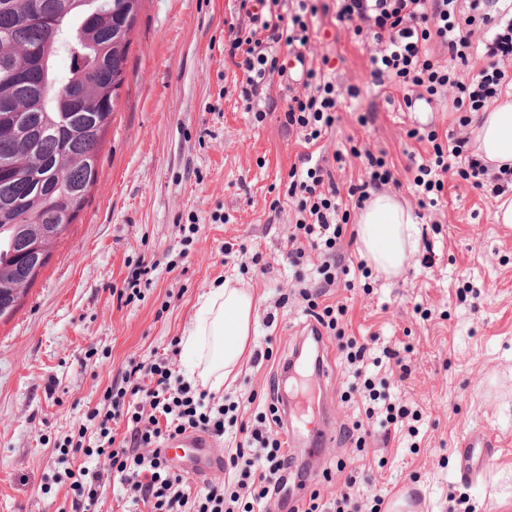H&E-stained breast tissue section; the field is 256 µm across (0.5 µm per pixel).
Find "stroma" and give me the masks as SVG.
Returning a JSON list of instances; mask_svg holds the SVG:
<instances>
[{"mask_svg":"<svg viewBox=\"0 0 512 512\" xmlns=\"http://www.w3.org/2000/svg\"><path fill=\"white\" fill-rule=\"evenodd\" d=\"M235 9L236 0L141 2L98 181L41 277L0 320V512H71L59 480L63 447L87 412L106 407L129 360L183 337L201 295L224 277L260 296L249 347L268 344L274 355L246 363L225 395L267 411L280 365L302 338L306 303L284 259L296 218L282 201L302 150L283 124L294 82L275 77L245 104L224 54V20ZM305 54L327 61L337 88L360 90L339 106L324 143V157L347 156L334 172L339 187L368 177L350 147L383 151L396 165L386 192L416 209L419 246L403 275L363 277L350 229L339 243L350 273L328 287L327 299L347 305V334L374 338L378 351L400 350L407 378L386 363L379 375L392 401L422 418L412 439L371 427L356 460L347 431L364 411L354 377L335 358L332 383L303 416L308 427L322 401L334 407L335 442L321 463H309L296 435H273L287 437L323 499L355 479L358 512H368L375 493L389 505L405 500L409 512H452L463 495L475 512H512V496L501 497L495 483L512 471V234L495 224L492 200L456 174L445 184V207L419 208L413 178L428 147L409 132L446 128V109L393 110L371 88L364 43L330 19H321ZM131 279L141 298L118 302L113 288ZM477 431L496 447L480 479L465 482L464 441Z\"/></svg>","mask_w":512,"mask_h":512,"instance_id":"obj_1","label":"stroma"}]
</instances>
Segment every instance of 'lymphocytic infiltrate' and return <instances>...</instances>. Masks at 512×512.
Wrapping results in <instances>:
<instances>
[{
    "mask_svg": "<svg viewBox=\"0 0 512 512\" xmlns=\"http://www.w3.org/2000/svg\"><path fill=\"white\" fill-rule=\"evenodd\" d=\"M238 15L249 27L227 21L224 49L241 73V93L252 102L275 76L283 75L280 52H301L308 46L318 14H333L336 21L351 26L354 34H367L372 42L369 76L374 87L385 93L395 87L417 88L405 98L407 110L442 102L447 90L455 95L449 109L451 128L439 133L435 127L414 128L410 137L428 142L432 151L416 167L414 186L423 201L437 206L443 196L444 177L456 171L463 179L494 198L512 187V167L490 173L483 159L469 150L472 115L484 111L512 85V0H237ZM448 52V63H440L433 46ZM483 63L471 78H463L462 66L473 54ZM302 93L289 98L284 111L289 129L303 137L304 152L298 166L288 173L286 195L295 204L298 218L288 239L289 264L307 265L313 250L324 254L311 288L302 289L307 312L324 335L338 337L337 349L350 364L368 360L367 343L351 337L341 339L339 320L345 304L325 303L324 295L338 277L336 244L350 220V208H363L371 191L394 180V171L384 156L365 153L367 181L340 190L332 169L313 160V148L336 122L340 97H357L358 88L338 91L331 75L320 66H309L299 79ZM229 409L214 394L183 385L171 357L144 362L130 360L123 384L112 394V407L99 422L94 444H70L75 457L107 463L119 477L118 494L132 505L150 506L151 512H236L241 494L253 504L276 507L278 512H353L350 490H342L325 503L319 491L308 501L290 498L288 478L294 458L287 442L274 438L270 422L240 423L245 444L227 449L228 465L223 484H206L203 491L189 494L187 478L172 468L162 454L164 443L176 436L201 432L214 438L225 434ZM126 421L130 434L116 440L110 423ZM236 492L226 493L227 484Z\"/></svg>",
    "mask_w": 512,
    "mask_h": 512,
    "instance_id": "obj_1",
    "label": "lymphocytic infiltrate"
}]
</instances>
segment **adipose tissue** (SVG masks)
<instances>
[{"label": "adipose tissue", "instance_id": "ef3b65f1", "mask_svg": "<svg viewBox=\"0 0 512 512\" xmlns=\"http://www.w3.org/2000/svg\"><path fill=\"white\" fill-rule=\"evenodd\" d=\"M471 135L475 154L493 164H512V91L476 113ZM417 224L410 206L389 194L374 195L357 219L362 258L379 274L400 276L418 250ZM259 302L252 289L229 278L200 297L183 344L191 357L189 374L209 391L220 392L241 371Z\"/></svg>", "mask_w": 512, "mask_h": 512}]
</instances>
